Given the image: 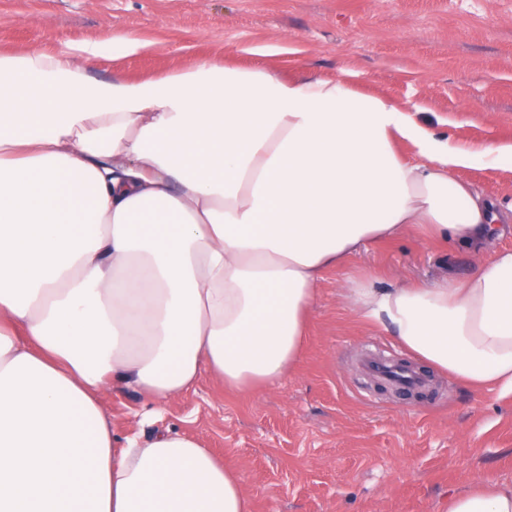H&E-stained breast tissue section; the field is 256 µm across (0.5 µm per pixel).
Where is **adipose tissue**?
I'll list each match as a JSON object with an SVG mask.
<instances>
[{"mask_svg":"<svg viewBox=\"0 0 512 512\" xmlns=\"http://www.w3.org/2000/svg\"><path fill=\"white\" fill-rule=\"evenodd\" d=\"M474 166L512 172V144L448 145L342 77L98 80L77 55L0 52V512H252L234 466L169 428L118 438L102 394L161 409L206 372L280 381L325 271L512 222L457 178ZM375 281L342 292L360 320L512 395V248L454 282ZM448 512H512V483L482 476Z\"/></svg>","mask_w":512,"mask_h":512,"instance_id":"1","label":"adipose tissue"}]
</instances>
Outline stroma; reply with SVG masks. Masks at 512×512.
Listing matches in <instances>:
<instances>
[{"label":"stroma","instance_id":"stroma-1","mask_svg":"<svg viewBox=\"0 0 512 512\" xmlns=\"http://www.w3.org/2000/svg\"><path fill=\"white\" fill-rule=\"evenodd\" d=\"M134 33L143 49H114ZM83 50L89 76L158 78L203 60L282 78L353 73L362 91L416 109L449 145L512 143V0H0V51ZM501 209L512 173L459 170ZM469 250L417 237L370 244L324 274L303 354L262 393L198 384L137 427L150 402L114 383L102 405L118 436L166 427L241 473L252 512H447L481 475L512 483V395L438 373L436 393L408 402L368 389L369 354L408 358L359 320L339 292L366 272L377 287L461 278Z\"/></svg>","mask_w":512,"mask_h":512}]
</instances>
